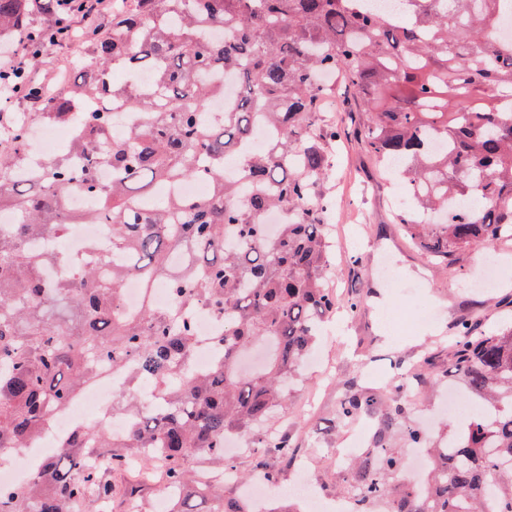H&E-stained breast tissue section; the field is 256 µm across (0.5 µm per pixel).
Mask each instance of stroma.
<instances>
[{
    "instance_id": "35a3bbf8",
    "label": "stroma",
    "mask_w": 512,
    "mask_h": 512,
    "mask_svg": "<svg viewBox=\"0 0 512 512\" xmlns=\"http://www.w3.org/2000/svg\"><path fill=\"white\" fill-rule=\"evenodd\" d=\"M332 156L333 168L320 190L341 202L332 231L352 229L355 241L335 246L329 284L340 300L356 293L365 305L358 314L340 311L326 322L313 351L317 364L301 367L287 410L259 428L263 434L288 436L297 447V461L268 458L272 488L294 512L302 504L286 492L297 476H304L322 498L346 495L360 456L374 451L376 440L407 453L404 423L427 419L435 433L459 431L445 408L449 387H456L459 396L467 394L463 380L449 374L450 327L465 315L490 328L512 325V288L473 284L479 247L458 252L449 266L426 259L401 230L392 204L395 186L379 178L359 139L333 144ZM383 258L398 275L396 287H386L379 275ZM396 373L423 383L412 393L396 391ZM354 389L372 396L373 406L355 422L338 420L339 401ZM395 399L402 402L403 414L388 430L379 431L381 417ZM334 448L344 449V456H331Z\"/></svg>"
}]
</instances>
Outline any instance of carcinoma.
<instances>
[{
    "instance_id": "carcinoma-1",
    "label": "carcinoma",
    "mask_w": 512,
    "mask_h": 512,
    "mask_svg": "<svg viewBox=\"0 0 512 512\" xmlns=\"http://www.w3.org/2000/svg\"><path fill=\"white\" fill-rule=\"evenodd\" d=\"M512 0H407L395 16L354 10L356 0H115L110 32H84L87 62L50 95L45 112L7 118L11 140L0 154V210L16 223L0 231V451L21 449L51 416L98 381L106 361L129 366L118 389L125 438L83 425L58 444L17 488L0 486V512H71L112 505V474L142 459L138 477L183 490L172 512H244L224 496V438L252 439L255 468L265 454L294 458L287 438L257 435L286 406L289 382L338 305L328 287L330 242L320 186L332 168L329 143L347 136L322 122L329 89L323 73L341 71L364 119L365 150L386 170L403 164L402 188L414 209L405 232L445 264L470 246L512 238V37L498 34L501 5ZM53 0H0V35H39L31 16ZM224 30L225 38L212 36ZM120 70L124 79H113ZM151 73L150 88L139 84ZM237 77L234 103L218 122L205 119L221 78ZM104 98L141 116L119 126L118 112H81ZM81 124L60 157L22 180L27 129L34 121ZM272 131L257 151H242L256 123ZM444 142L436 151L432 141ZM112 170L101 183L99 171ZM209 182L204 199L171 188ZM102 199L95 213L67 208L69 191ZM283 213L269 228L265 217ZM70 224H107L112 257L74 264L49 282V265L67 257L27 241L61 238ZM170 289L168 310L127 313L124 282ZM204 305L224 316L211 340L212 368L191 367L199 343L189 313ZM450 345L456 375L483 399L444 444L406 427V440L430 449L425 494L409 488L399 452L365 457L349 493L385 512H512V329L479 332L455 322ZM146 381L157 410L138 406ZM372 402L350 395L339 416L354 419ZM95 452L107 467L88 469ZM223 462L214 484L198 492L192 463Z\"/></svg>"
}]
</instances>
